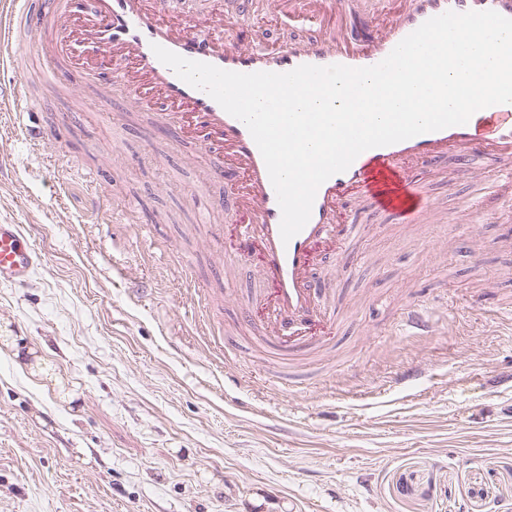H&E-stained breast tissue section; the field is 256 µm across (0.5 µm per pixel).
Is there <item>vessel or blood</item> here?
<instances>
[{"mask_svg": "<svg viewBox=\"0 0 512 512\" xmlns=\"http://www.w3.org/2000/svg\"><path fill=\"white\" fill-rule=\"evenodd\" d=\"M268 13L308 24L304 43L271 46L249 28L244 12L223 9L213 0L209 19L185 20L173 0H0V69L20 68V50L29 36L46 34L40 50L45 77L61 82L81 68L85 77L105 79L140 110L156 129L187 142L208 160L207 175L230 204L228 222L236 224V244L224 261L235 265L260 250L261 280L271 291L252 294L245 319L260 344L280 367L302 351L328 345L337 328L325 282L315 272L317 247L341 253L350 234L363 227L361 208L402 215L409 223H429L435 200L426 184L433 165L451 160L470 175L481 161L494 168L493 194L512 199V103L474 113L466 124L417 135L368 149L318 189L310 219L290 241H282V219L263 157L247 127L206 92L196 89L162 64L152 51L160 45L186 59L241 72L285 73L310 64L350 67L382 61L426 20L446 11L493 10L512 18V0H397L383 11L370 0L365 21L348 26L355 0H267ZM23 80L0 84V112L29 100ZM38 254L20 225L0 221V283H26ZM413 333L432 331L425 309L407 305L400 318Z\"/></svg>", "mask_w": 512, "mask_h": 512, "instance_id": "obj_1", "label": "vessel or blood"}]
</instances>
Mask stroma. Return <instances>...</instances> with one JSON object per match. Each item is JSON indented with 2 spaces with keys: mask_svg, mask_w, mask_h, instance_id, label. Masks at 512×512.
Returning <instances> with one entry per match:
<instances>
[{
  "mask_svg": "<svg viewBox=\"0 0 512 512\" xmlns=\"http://www.w3.org/2000/svg\"><path fill=\"white\" fill-rule=\"evenodd\" d=\"M93 98L74 76L0 112V220L39 253L25 287L0 284V342L26 352L22 370L0 356V512H512V222L498 200L474 222L460 200L475 183L436 172L453 224L371 216L350 265L332 260L336 339L296 356L302 380L284 390L239 328L253 266L224 269L204 157L148 150L146 116ZM412 302L431 335L400 327Z\"/></svg>",
  "mask_w": 512,
  "mask_h": 512,
  "instance_id": "stroma-1",
  "label": "stroma"
}]
</instances>
